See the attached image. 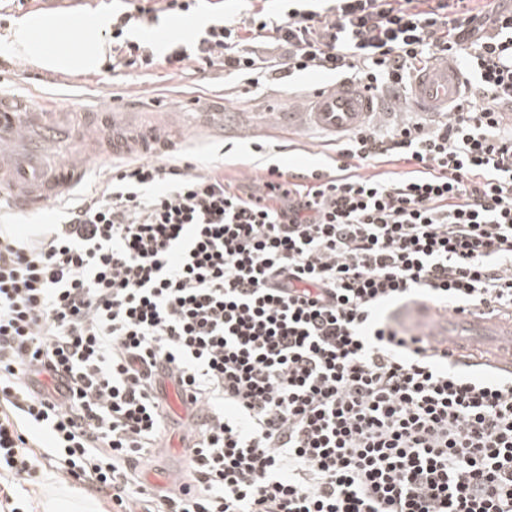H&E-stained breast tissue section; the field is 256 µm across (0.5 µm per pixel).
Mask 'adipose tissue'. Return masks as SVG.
Here are the masks:
<instances>
[{
	"label": "adipose tissue",
	"instance_id": "ef3b65f1",
	"mask_svg": "<svg viewBox=\"0 0 512 512\" xmlns=\"http://www.w3.org/2000/svg\"><path fill=\"white\" fill-rule=\"evenodd\" d=\"M112 24L104 10L81 15L31 13L18 20L7 35L6 49L26 64L46 71L90 74L98 72L110 51L103 34ZM84 32L74 46L75 32Z\"/></svg>",
	"mask_w": 512,
	"mask_h": 512
}]
</instances>
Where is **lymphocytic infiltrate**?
<instances>
[{"instance_id":"lymphocytic-infiltrate-1","label":"lymphocytic infiltrate","mask_w":512,"mask_h":512,"mask_svg":"<svg viewBox=\"0 0 512 512\" xmlns=\"http://www.w3.org/2000/svg\"><path fill=\"white\" fill-rule=\"evenodd\" d=\"M112 18V65L150 68ZM286 46L269 60L252 41ZM463 62L447 111L363 127L336 172L262 192L164 159L114 167L58 224L0 225V467L109 494L115 512H512V374L452 363L389 308L512 312V8L501 0H287L165 63L252 86L336 73L377 93ZM394 177L361 174L382 158ZM202 408L184 479L146 485L166 384Z\"/></svg>"}]
</instances>
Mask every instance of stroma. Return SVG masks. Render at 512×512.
Listing matches in <instances>:
<instances>
[{
    "mask_svg": "<svg viewBox=\"0 0 512 512\" xmlns=\"http://www.w3.org/2000/svg\"><path fill=\"white\" fill-rule=\"evenodd\" d=\"M113 5L121 10L156 7V0H10L0 16V29L9 30L23 16L35 12L61 11L81 14ZM277 0H200L193 13L180 17L160 14L158 20L141 26L139 39L152 42L158 55L171 43L195 38L201 27L198 17L209 23L223 20L241 23L256 9L276 11ZM337 78L313 73L272 80L257 87L225 73L222 65L189 66L172 70L160 63L149 69H112L103 64L93 75H66L39 70L9 57L0 47V83L12 91L49 97L56 111L80 120L81 106L108 94L115 99L161 101L162 111L135 108L130 119L139 128H161L172 143L170 160L193 154L202 167H218L226 181L245 189L259 187L267 178V165L282 172L300 166L326 172L336 168V136L310 122L290 119V112L312 108L314 89L336 84ZM191 421L186 408L171 411L169 449L152 457L142 468V477L152 487L165 485L171 475L183 474L182 452Z\"/></svg>",
    "mask_w": 512,
    "mask_h": 512,
    "instance_id": "stroma-1",
    "label": "stroma"
}]
</instances>
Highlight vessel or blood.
<instances>
[{"label":"vessel or blood","instance_id":"b4317fda","mask_svg":"<svg viewBox=\"0 0 512 512\" xmlns=\"http://www.w3.org/2000/svg\"><path fill=\"white\" fill-rule=\"evenodd\" d=\"M465 88L460 70L443 59L415 74L408 103L420 112H444ZM383 109L381 98L341 82L315 92L311 118L324 129L349 132ZM96 130L107 139L108 150L99 156L103 162L117 153L156 154L171 146L157 133L130 132L117 120L116 107L107 99L97 100L95 111L85 113L83 123L72 126L60 124L49 105L38 107L0 92V203L25 215L78 185L86 173L87 147ZM49 145L58 147L60 154L59 162L50 167L42 162ZM422 316L433 321V336L456 355L466 354L471 346L493 344L504 354L502 368L512 371V315L491 317L484 306L476 305L463 317L430 308Z\"/></svg>","mask_w":512,"mask_h":512}]
</instances>
